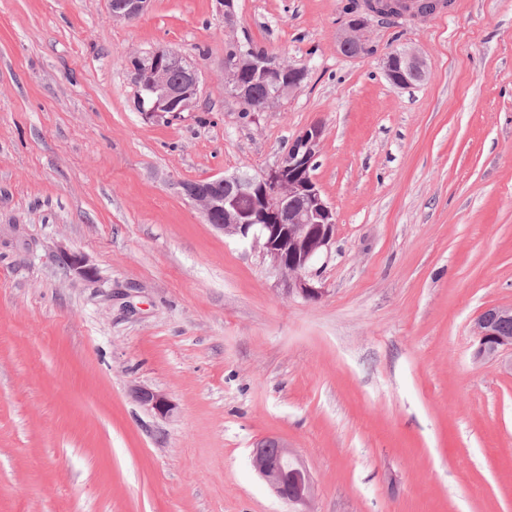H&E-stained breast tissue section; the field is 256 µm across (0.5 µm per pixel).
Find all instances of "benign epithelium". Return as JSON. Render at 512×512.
<instances>
[{"label":"benign epithelium","mask_w":512,"mask_h":512,"mask_svg":"<svg viewBox=\"0 0 512 512\" xmlns=\"http://www.w3.org/2000/svg\"><path fill=\"white\" fill-rule=\"evenodd\" d=\"M150 2L116 0L109 4V19L131 23L145 14ZM391 10L393 4L387 0H368L363 10L349 13L348 21L336 33L340 52L348 58L369 52L365 35L369 18ZM134 59L148 61L144 71H134L140 91L153 99L150 107L141 108L142 116L159 120L168 112L192 110L199 96V74L178 51L157 48ZM384 72L393 85L406 87L411 76L424 77L423 60L413 51L393 50L384 59ZM306 79V68L290 65L285 70L271 56H259L244 43L232 41L224 50L225 88L241 106L249 105L253 99L254 86L269 84L274 92L265 96L258 108L269 112L300 90ZM324 133L319 122L303 129L275 166L260 177L243 174L182 184L185 196L207 223L228 236L260 246L272 269L288 278V294L309 302H316L323 295V289L314 283L311 266L330 249L336 230V213L312 175ZM218 183L234 186L235 193H215ZM57 258L70 277L84 281L95 278V269L86 255L60 246ZM507 320H512V307H488L479 314L472 328L474 358L499 362L512 371V358L504 359L505 353L512 354V336L500 332V324ZM133 395L161 418L176 414L175 403L164 392L137 386ZM250 459L254 470L282 502L295 507V512H312L314 480L288 446L275 439L264 440L253 448Z\"/></svg>","instance_id":"benign-epithelium-1"}]
</instances>
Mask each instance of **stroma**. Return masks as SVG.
<instances>
[{
    "label": "stroma",
    "mask_w": 512,
    "mask_h": 512,
    "mask_svg": "<svg viewBox=\"0 0 512 512\" xmlns=\"http://www.w3.org/2000/svg\"><path fill=\"white\" fill-rule=\"evenodd\" d=\"M347 2L235 0L228 34L218 0L132 23L0 0V512H289L250 465L264 438L310 471L313 512H512V373L472 336L512 306V0L371 20L357 59ZM231 37L306 67L303 88L242 115ZM158 47L200 79L165 122L136 112L129 63ZM402 48L426 63L408 88L384 74ZM315 122L336 233L308 302L181 186L262 175ZM57 258L64 265L65 272L74 279L91 281L95 278V269L89 258L78 252H71L63 246L57 249ZM133 395L143 407L161 418H171L176 414L175 403L164 392L137 386Z\"/></svg>",
    "instance_id": "35a3bbf8"
}]
</instances>
